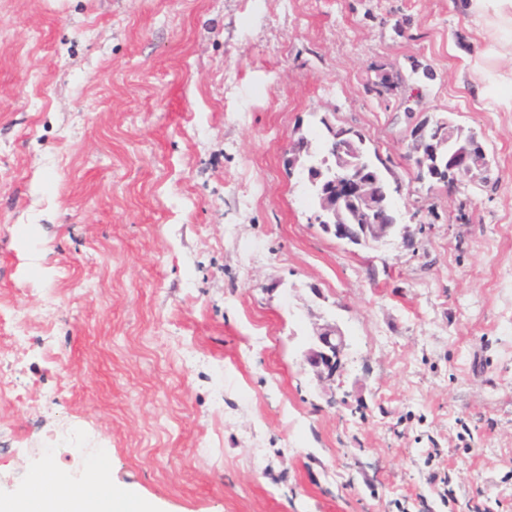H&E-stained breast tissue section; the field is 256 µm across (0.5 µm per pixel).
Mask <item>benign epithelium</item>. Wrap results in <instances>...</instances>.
<instances>
[{
	"label": "benign epithelium",
	"instance_id": "1",
	"mask_svg": "<svg viewBox=\"0 0 512 512\" xmlns=\"http://www.w3.org/2000/svg\"><path fill=\"white\" fill-rule=\"evenodd\" d=\"M358 134L343 126L333 127L325 143L323 161L336 163V168H328V173L311 175L313 184L320 185V209L314 214L315 223L333 234L337 239L349 243L360 239V234H370L380 240L393 232L397 226L394 218L391 194L376 179L368 176L364 170L351 169L345 164L347 157L357 154ZM436 141L431 127L416 129L412 136L415 151H422L427 145ZM484 148L474 144L448 154V168L455 178L474 180L478 173L473 161ZM349 204L363 206L367 215L366 224H349L343 220L344 209ZM344 349L342 337L336 335V329L328 327L318 332L312 346L305 354V360L317 377L331 381L341 370V356Z\"/></svg>",
	"mask_w": 512,
	"mask_h": 512
}]
</instances>
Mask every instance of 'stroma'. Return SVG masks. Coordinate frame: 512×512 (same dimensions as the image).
I'll use <instances>...</instances> for the list:
<instances>
[{"mask_svg":"<svg viewBox=\"0 0 512 512\" xmlns=\"http://www.w3.org/2000/svg\"><path fill=\"white\" fill-rule=\"evenodd\" d=\"M385 73L486 182L418 179ZM510 93L470 0H0V498L104 460L151 512H512ZM329 123L411 244L314 222ZM343 349L342 336H336V329L324 328L314 337L312 346L305 354V360L318 378L331 381L341 370Z\"/></svg>","mask_w":512,"mask_h":512,"instance_id":"1","label":"stroma"}]
</instances>
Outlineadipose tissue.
Returning a JSON list of instances; mask_svg holds the SVG:
<instances>
[{
  "label": "adipose tissue",
  "instance_id": "adipose-tissue-1",
  "mask_svg": "<svg viewBox=\"0 0 512 512\" xmlns=\"http://www.w3.org/2000/svg\"><path fill=\"white\" fill-rule=\"evenodd\" d=\"M90 486L82 492L64 489L59 475L49 469L35 470L29 490L19 498L0 499V512H146L137 494L98 482L90 475Z\"/></svg>",
  "mask_w": 512,
  "mask_h": 512
}]
</instances>
